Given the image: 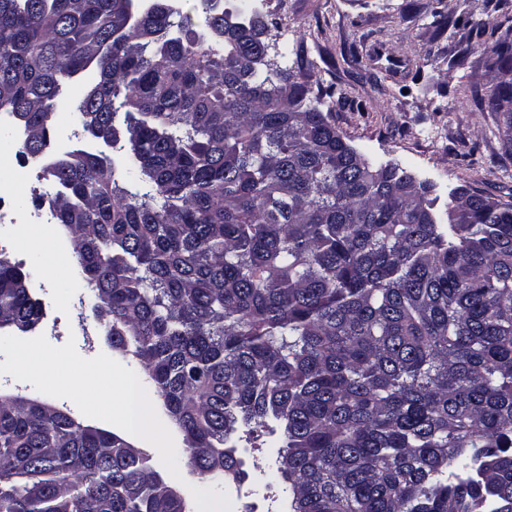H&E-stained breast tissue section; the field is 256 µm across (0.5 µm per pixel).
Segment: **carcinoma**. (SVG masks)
<instances>
[{
  "label": "carcinoma",
  "instance_id": "obj_1",
  "mask_svg": "<svg viewBox=\"0 0 512 512\" xmlns=\"http://www.w3.org/2000/svg\"><path fill=\"white\" fill-rule=\"evenodd\" d=\"M200 2L197 31L131 0H0V108L178 461L220 492L246 476L232 436L274 421L288 512H512V203L462 186L437 216L406 168L345 142L333 89L271 62L278 22ZM490 36L512 75V16ZM87 68L80 124L127 146L145 192L108 155L50 150ZM479 104L512 114V80ZM29 276L0 255V334L41 319ZM0 512L185 505L120 435L0 395Z\"/></svg>",
  "mask_w": 512,
  "mask_h": 512
}]
</instances>
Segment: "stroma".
Segmentation results:
<instances>
[{
    "instance_id": "stroma-1",
    "label": "stroma",
    "mask_w": 512,
    "mask_h": 512,
    "mask_svg": "<svg viewBox=\"0 0 512 512\" xmlns=\"http://www.w3.org/2000/svg\"><path fill=\"white\" fill-rule=\"evenodd\" d=\"M279 22L275 43L280 65L312 64V82L334 86L333 117L344 140L374 162L399 164L432 185L438 204L466 186L512 203V124L504 114L483 112L469 87L492 88L486 66L493 40H479L477 24L492 20V0H249ZM460 16L468 25L436 33L435 14ZM473 46L464 65L457 52ZM27 286L50 306L60 347L74 341L86 359L117 358L84 290L79 316L62 298L68 279L48 266L31 267ZM254 494L284 505L279 486H267L273 467L263 438H232Z\"/></svg>"
}]
</instances>
